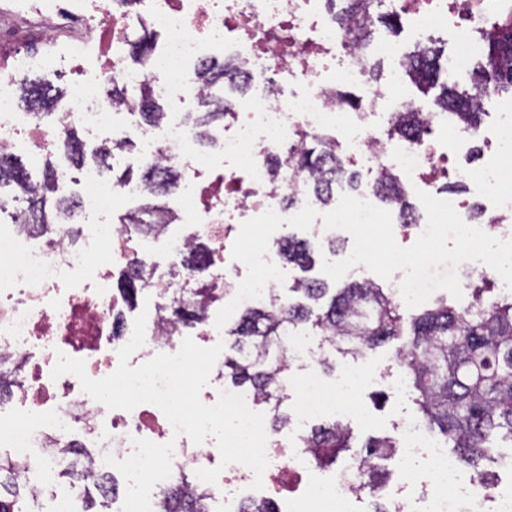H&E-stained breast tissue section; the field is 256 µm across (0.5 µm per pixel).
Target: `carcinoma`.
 I'll return each mask as SVG.
<instances>
[{"mask_svg": "<svg viewBox=\"0 0 512 512\" xmlns=\"http://www.w3.org/2000/svg\"><path fill=\"white\" fill-rule=\"evenodd\" d=\"M479 41L471 87L445 85L437 99L467 131L481 125L484 111L479 95L489 89L512 94V10L497 17ZM438 60V51L429 46L408 54L407 66L416 85L426 89L437 81ZM22 96L36 112L51 109L57 100L51 88L39 81L26 84ZM426 133L412 112L389 130L390 137L401 140L420 139ZM64 143L70 157L82 161L83 144L75 130L69 131ZM294 160L296 169L314 180V191L325 202L336 180L346 174L336 155L319 143L306 146ZM141 179L151 183L158 196L173 185L171 175L153 168ZM4 185L14 186L23 196L30 224H53L59 215L76 209L73 199L56 195L51 167L35 185L25 168L0 159V187ZM279 248L286 263L304 272L314 263L311 243L305 239L286 235ZM293 291L299 298L284 299L275 293L267 304L242 312L229 330L238 357L224 362V375L236 385L250 384L260 401L270 406L274 431L288 423V415L280 412L285 398L284 338L298 325L311 324L332 338L342 356L354 360L404 335L400 305L388 289L374 283L349 281L333 290L323 279L302 278ZM483 292L476 288L477 306L472 310L456 309L439 298L432 308L413 317L410 339L396 350L394 360L414 393L421 424L438 429L457 461L488 487L495 484V474L486 468L493 453L490 438L496 435L512 442V298L488 303ZM305 440L315 450L318 463L330 464L351 447V431L334 422L313 429ZM395 447L397 439L390 437L370 439L363 445L362 488L373 494L387 486L390 474L374 460L388 459ZM29 482L24 468L0 456V512H30ZM159 512H211V499L206 491L184 493L178 488L166 493Z\"/></svg>", "mask_w": 512, "mask_h": 512, "instance_id": "obj_1", "label": "carcinoma"}]
</instances>
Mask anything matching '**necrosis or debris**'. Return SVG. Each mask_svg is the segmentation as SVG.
<instances>
[{"instance_id":"4bbe7bcc","label":"necrosis or debris","mask_w":512,"mask_h":512,"mask_svg":"<svg viewBox=\"0 0 512 512\" xmlns=\"http://www.w3.org/2000/svg\"><path fill=\"white\" fill-rule=\"evenodd\" d=\"M503 0H387L402 26L418 37L451 32L450 69L467 73L478 53V27L499 11ZM40 24L75 27L85 38L68 45L69 54L98 41L106 56L93 79L74 83L68 107L53 119L21 112L8 91L30 72L46 68L47 56L14 54L0 69V152L26 148L42 153L61 130L80 127L96 147L107 149L116 165L126 163L124 145L135 140L147 165L175 177L176 187L156 209L145 210L149 191L143 181L104 179L99 170L57 167L59 191L73 195L85 218L77 228L58 224L42 230L24 223L21 213L0 222V365L19 376L0 378L7 393L0 400V446L30 469L64 464L75 486L52 493L50 512H78L77 487L89 486L99 472L122 479L123 498L114 512L137 503L153 512L160 490L174 473L213 468L220 453L214 438L194 443L175 434L156 405L110 409L86 394L78 378H52L59 354L83 360L90 378L113 373L118 351L131 338L134 320L146 314L145 343L137 357L176 353L186 337L208 341L217 332L213 317L181 322L172 312L200 296L183 258L204 245V272L216 282L208 309L233 299L243 280V262L232 246L241 222L275 210L289 217L304 206L327 213L348 194L375 201L383 178L406 197L417 191L437 194L440 180L470 182L485 198L487 222L497 238L512 239V178L498 167L448 169L449 145L484 138L494 158L512 155V101L497 114L495 126L464 132L448 124L446 111L421 110L405 90L407 57L401 46L379 36L369 44L350 42L336 0H34ZM160 36L151 51L129 63L134 34ZM223 54L225 84L238 85L239 105L225 114L200 146L184 119L190 103L205 99L202 62ZM390 62L384 80L370 74L371 56ZM122 76L135 95L163 102L160 120L144 122L131 101L106 91ZM353 93L355 106L340 101ZM418 113L433 138L410 143L384 137L383 128L400 114ZM322 139L343 164L357 170V183L338 182L329 204L318 203L313 182L275 156ZM295 203H288V196ZM120 202L126 221L107 223L103 214ZM143 223H134V216ZM144 265L140 309L116 275ZM289 362L305 364L299 381L298 411L308 420L331 412L342 417L344 403L364 380L350 369L327 385L307 343L288 337ZM400 466L393 487L398 512H512V492L482 488L463 474L446 446L425 433L419 422L399 426ZM269 465L263 476L240 463L228 464L208 490L224 512H240L244 502L266 500L274 512H360L361 462L319 465L303 439L268 433ZM262 489H253L254 479Z\"/></svg>"}]
</instances>
